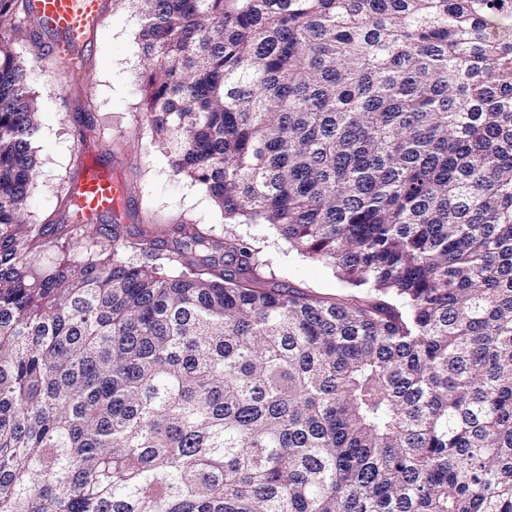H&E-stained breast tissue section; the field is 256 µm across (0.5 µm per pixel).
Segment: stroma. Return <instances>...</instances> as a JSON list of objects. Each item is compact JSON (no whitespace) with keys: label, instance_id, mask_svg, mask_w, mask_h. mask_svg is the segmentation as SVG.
<instances>
[{"label":"stroma","instance_id":"obj_1","mask_svg":"<svg viewBox=\"0 0 512 512\" xmlns=\"http://www.w3.org/2000/svg\"><path fill=\"white\" fill-rule=\"evenodd\" d=\"M138 37L133 0H112L79 71L62 68L38 33L19 44L38 102L39 131L33 142L38 170L27 221H62L61 189L82 159L83 148L91 145L103 151L130 190L122 215L103 220V227L119 224L127 236L147 224L163 235L179 223L188 234L197 227L216 237L231 231L259 248L267 271L282 282L327 298L344 293L332 266L297 253L272 225L225 224L205 186L175 173L170 154L154 146L152 129L142 117Z\"/></svg>","mask_w":512,"mask_h":512}]
</instances>
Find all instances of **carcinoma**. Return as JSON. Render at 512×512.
I'll return each mask as SVG.
<instances>
[{"label":"carcinoma","instance_id":"obj_1","mask_svg":"<svg viewBox=\"0 0 512 512\" xmlns=\"http://www.w3.org/2000/svg\"><path fill=\"white\" fill-rule=\"evenodd\" d=\"M134 2L175 172L362 293L199 229L39 268L0 0V512H512V0Z\"/></svg>","mask_w":512,"mask_h":512}]
</instances>
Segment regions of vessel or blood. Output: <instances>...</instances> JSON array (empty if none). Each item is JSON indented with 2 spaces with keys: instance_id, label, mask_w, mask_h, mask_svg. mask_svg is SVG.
<instances>
[{
  "instance_id": "1",
  "label": "vessel or blood",
  "mask_w": 512,
  "mask_h": 512,
  "mask_svg": "<svg viewBox=\"0 0 512 512\" xmlns=\"http://www.w3.org/2000/svg\"><path fill=\"white\" fill-rule=\"evenodd\" d=\"M107 0H26V15L37 29L53 35L50 52L64 66L80 63L96 35ZM69 188L88 221L118 217L128 199L126 182L99 152L77 168Z\"/></svg>"
}]
</instances>
